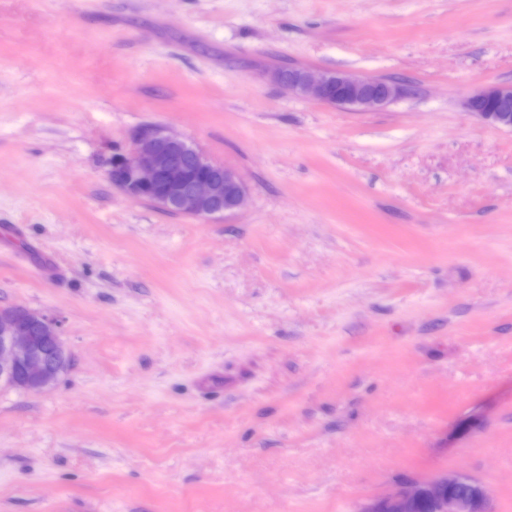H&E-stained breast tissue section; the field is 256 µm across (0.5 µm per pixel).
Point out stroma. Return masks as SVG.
<instances>
[{
	"label": "stroma",
	"instance_id": "1",
	"mask_svg": "<svg viewBox=\"0 0 512 512\" xmlns=\"http://www.w3.org/2000/svg\"><path fill=\"white\" fill-rule=\"evenodd\" d=\"M500 81L512 0H0V308L71 358L0 388V512H358L448 471L512 512V131L461 106ZM155 124L246 205L114 186ZM270 78L288 91L311 96L340 109L371 112L398 99L405 91L395 80L358 76L345 71L313 72L301 68H277Z\"/></svg>",
	"mask_w": 512,
	"mask_h": 512
}]
</instances>
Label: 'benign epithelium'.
I'll return each instance as SVG.
<instances>
[{"mask_svg": "<svg viewBox=\"0 0 512 512\" xmlns=\"http://www.w3.org/2000/svg\"><path fill=\"white\" fill-rule=\"evenodd\" d=\"M270 78L288 91L311 96L340 109L371 112L405 91L395 80L345 71L313 72L277 68ZM478 119L512 130V82L480 87L462 101ZM135 150L118 156L112 183L135 199L149 198L158 208L210 220L233 214L246 189L231 169L208 161L185 137L160 125L141 128ZM70 364L58 321L24 307L0 309V383L28 393L52 388ZM487 488L461 472H445L430 481L406 480L363 503L359 512H491Z\"/></svg>", "mask_w": 512, "mask_h": 512, "instance_id": "obj_1", "label": "benign epithelium"}]
</instances>
